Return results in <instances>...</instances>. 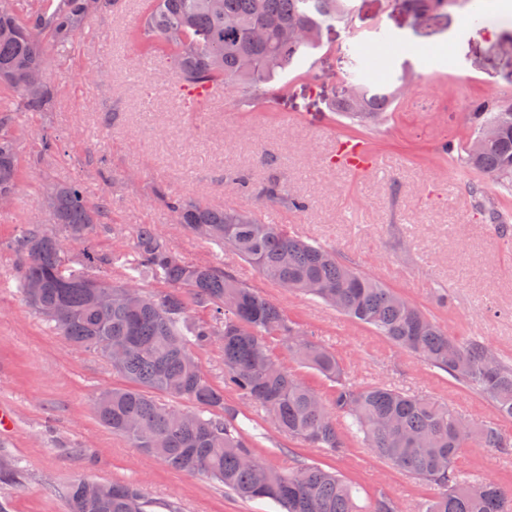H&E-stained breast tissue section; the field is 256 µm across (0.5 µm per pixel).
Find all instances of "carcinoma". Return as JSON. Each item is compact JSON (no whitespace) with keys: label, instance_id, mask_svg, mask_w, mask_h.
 <instances>
[{"label":"carcinoma","instance_id":"cac0c4a2","mask_svg":"<svg viewBox=\"0 0 512 512\" xmlns=\"http://www.w3.org/2000/svg\"><path fill=\"white\" fill-rule=\"evenodd\" d=\"M99 0H43L18 16L0 0V89L29 112H46L55 102L48 81L49 52L76 39ZM353 0H152L135 37L146 53L172 52L183 82L224 88L250 99L274 84L297 62L321 48L324 28L346 22ZM424 16L464 8L476 0H404ZM369 65L343 81L357 97L339 99L333 110L352 124L382 120L400 99L402 86L374 93L364 83ZM499 102L470 105L472 141L448 155L493 184L512 192V112ZM0 118V203L20 180L16 141ZM50 210L62 234L30 230L20 239L25 264L20 287L28 306L77 348L111 360L128 385L106 389L93 403L99 423L169 468L209 476L235 496L268 499L284 512H399L381 495L358 503L343 476L318 464L273 466L258 458L234 413L224 406V389L202 369L195 351L218 340L224 349V383L263 410L274 429L309 448L339 455L350 434L394 468L436 488L417 512H512V489L479 481L459 469L466 448L512 455V441L491 425L471 426L445 404L386 385L357 386L344 375L336 355L296 331L282 310L233 276L175 253L150 224L134 234V261L162 275L165 292L133 280L106 281L114 292L137 298L101 310L92 277L67 273V243L84 239L110 208L103 196L85 198L77 182L49 192ZM269 202L305 210V198L276 182L263 191ZM180 224L201 239L229 246L280 288L317 298L371 327L399 349L483 395L502 417L512 419V364L479 340L460 342L416 304L360 272L335 251L289 234L251 211L215 207L190 197L161 196ZM208 311L195 321L189 306ZM281 336L297 363L334 387L326 400L271 353L266 337ZM177 400L198 405L181 412ZM68 512H152V502L130 484L80 480L67 489Z\"/></svg>","mask_w":512,"mask_h":512}]
</instances>
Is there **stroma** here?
I'll return each mask as SVG.
<instances>
[{
	"label": "stroma",
	"mask_w": 512,
	"mask_h": 512,
	"mask_svg": "<svg viewBox=\"0 0 512 512\" xmlns=\"http://www.w3.org/2000/svg\"><path fill=\"white\" fill-rule=\"evenodd\" d=\"M482 4L487 22L477 25L460 9L419 19L403 0H355L351 20L335 23L322 49L291 68L287 90L256 105L220 89L196 101L163 56L144 57L128 32L147 0L116 7L105 0L86 17L69 52L50 60L52 111L12 112L6 123L23 172L0 205V404L10 405L16 419L14 431L0 436V458L21 473L20 484H0L8 512H67L66 490L77 480L130 483L155 506L174 501L181 512H281L268 500H239L205 475L174 471L100 425L93 401L123 378L99 355L73 349L25 304L20 289L18 240L30 229L58 231L43 204L56 183L78 181L89 200L111 201L89 240L69 244V270L131 276L166 290L163 279L143 275L131 260L135 229L153 225L187 260L221 269L276 304L296 329L336 355L352 383L390 385L448 404L470 424L495 426L512 439V420L486 398L366 325L268 282L231 248L186 231L154 197L163 189L254 211L335 249L424 308L449 336L479 339L512 361V231L486 220L473 192L511 212L512 195L441 149L469 136L472 98L512 99V17L498 14L497 0ZM360 51L380 61L371 82L407 92L381 121L356 131L329 104L341 97L339 77ZM352 132L374 144L377 170L351 172L338 162V145ZM241 171L257 185L277 179L309 208L261 201L235 183ZM85 250L110 261L86 266ZM198 358L260 459L319 464L341 474L360 499L387 492L402 512H416L433 495L432 486L356 440L333 455L278 432L225 385L220 343ZM458 466L512 487V457L469 448Z\"/></svg>",
	"instance_id": "stroma-1"
}]
</instances>
